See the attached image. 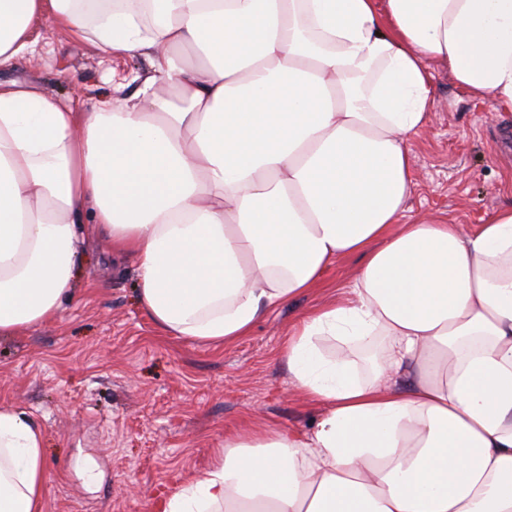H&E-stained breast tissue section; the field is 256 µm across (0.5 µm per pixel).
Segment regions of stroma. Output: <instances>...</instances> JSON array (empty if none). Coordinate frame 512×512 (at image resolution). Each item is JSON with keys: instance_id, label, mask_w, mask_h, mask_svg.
<instances>
[{"instance_id": "obj_1", "label": "stroma", "mask_w": 512, "mask_h": 512, "mask_svg": "<svg viewBox=\"0 0 512 512\" xmlns=\"http://www.w3.org/2000/svg\"><path fill=\"white\" fill-rule=\"evenodd\" d=\"M37 31L47 51L19 60L1 81L92 103L143 67L106 57L51 21ZM434 84L432 123L410 144V206L478 224L512 204V112L492 111L447 72H436ZM357 265L338 260L250 336L213 347L162 335L140 306L133 259L113 256L105 239L92 243L60 317L0 339V407L44 431L47 512H157L225 432L311 423L317 411L289 383L282 339L301 314L340 297Z\"/></svg>"}]
</instances>
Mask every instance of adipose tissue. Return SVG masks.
Here are the masks:
<instances>
[{"mask_svg":"<svg viewBox=\"0 0 512 512\" xmlns=\"http://www.w3.org/2000/svg\"><path fill=\"white\" fill-rule=\"evenodd\" d=\"M46 16L146 70L89 109L0 81V338L60 316L98 234L164 335L213 346L362 259L282 343L314 422L225 434L162 512H512V206L408 207L435 70L512 111V0H0V71ZM45 470L0 409V512H46Z\"/></svg>","mask_w":512,"mask_h":512,"instance_id":"adipose-tissue-1","label":"adipose tissue"}]
</instances>
